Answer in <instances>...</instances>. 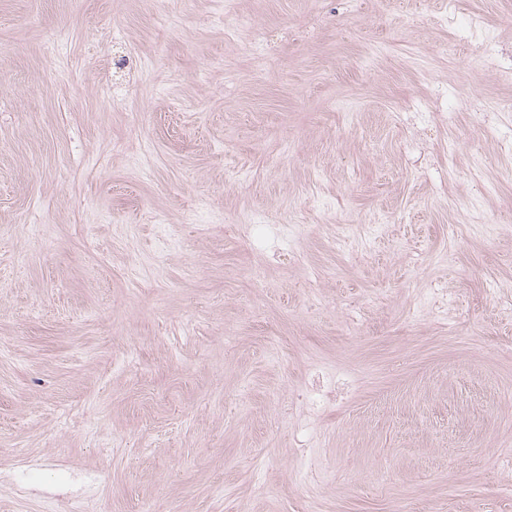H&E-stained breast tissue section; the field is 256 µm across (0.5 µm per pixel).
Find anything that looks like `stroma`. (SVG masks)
Wrapping results in <instances>:
<instances>
[{
  "mask_svg": "<svg viewBox=\"0 0 512 512\" xmlns=\"http://www.w3.org/2000/svg\"><path fill=\"white\" fill-rule=\"evenodd\" d=\"M170 9L0 0V512H512V0Z\"/></svg>",
  "mask_w": 512,
  "mask_h": 512,
  "instance_id": "obj_1",
  "label": "stroma"
}]
</instances>
